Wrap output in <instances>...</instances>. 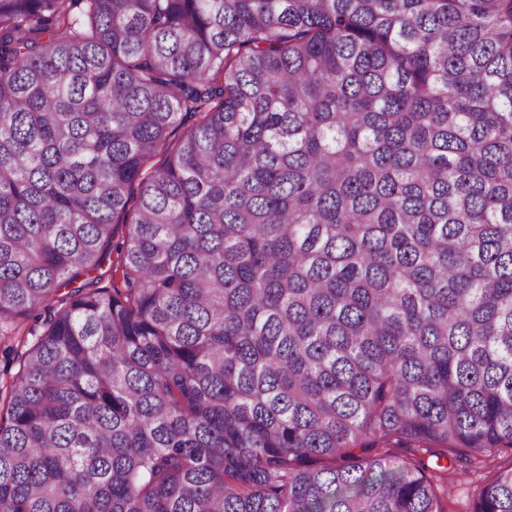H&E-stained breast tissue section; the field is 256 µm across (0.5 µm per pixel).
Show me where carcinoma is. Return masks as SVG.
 <instances>
[{"label": "carcinoma", "instance_id": "carcinoma-1", "mask_svg": "<svg viewBox=\"0 0 512 512\" xmlns=\"http://www.w3.org/2000/svg\"><path fill=\"white\" fill-rule=\"evenodd\" d=\"M0 344V512H446L384 449L512 452V0H0Z\"/></svg>", "mask_w": 512, "mask_h": 512}]
</instances>
